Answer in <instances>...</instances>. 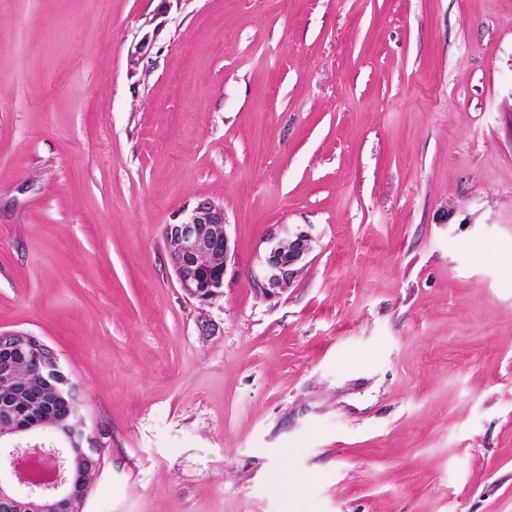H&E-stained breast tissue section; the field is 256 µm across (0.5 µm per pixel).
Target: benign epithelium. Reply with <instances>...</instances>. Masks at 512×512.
<instances>
[{
    "label": "benign epithelium",
    "mask_w": 512,
    "mask_h": 512,
    "mask_svg": "<svg viewBox=\"0 0 512 512\" xmlns=\"http://www.w3.org/2000/svg\"><path fill=\"white\" fill-rule=\"evenodd\" d=\"M224 206L201 199L182 211V219L164 226L163 236L183 292L206 302L224 288L231 252ZM312 235L298 225L284 235L272 234L251 286L265 296L286 288L311 250ZM0 382H10L18 363L35 365L54 397L47 412L17 423L0 420V512H82L93 481L83 477L86 464L100 467L103 445L79 416V396L63 372L57 353L41 338L24 331L0 330ZM45 429L60 443L45 445L34 437Z\"/></svg>",
    "instance_id": "benign-epithelium-1"
}]
</instances>
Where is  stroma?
<instances>
[{
  "label": "stroma",
  "instance_id": "35a3bbf8",
  "mask_svg": "<svg viewBox=\"0 0 512 512\" xmlns=\"http://www.w3.org/2000/svg\"><path fill=\"white\" fill-rule=\"evenodd\" d=\"M0 329L79 389L84 512H512V0H0ZM224 207L201 199L182 211V219L164 226L163 236L183 292L206 302L224 288L231 252ZM312 235L301 225L286 235L271 234L256 271L250 274L251 286L265 296H274L294 280L299 265L311 250Z\"/></svg>",
  "mask_w": 512,
  "mask_h": 512
}]
</instances>
